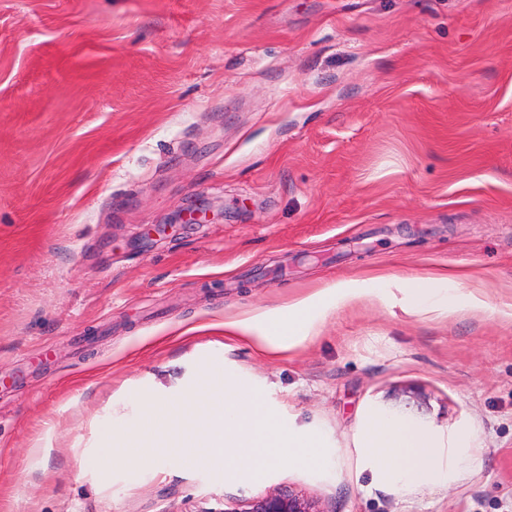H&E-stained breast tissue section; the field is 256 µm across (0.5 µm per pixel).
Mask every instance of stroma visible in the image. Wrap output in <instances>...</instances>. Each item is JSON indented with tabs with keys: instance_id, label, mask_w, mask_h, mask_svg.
<instances>
[{
	"instance_id": "obj_1",
	"label": "stroma",
	"mask_w": 512,
	"mask_h": 512,
	"mask_svg": "<svg viewBox=\"0 0 512 512\" xmlns=\"http://www.w3.org/2000/svg\"><path fill=\"white\" fill-rule=\"evenodd\" d=\"M201 201L203 224H176ZM457 275L434 308L403 288ZM308 339L225 338L338 282ZM320 464L124 446L222 383ZM451 443L392 482L361 427ZM512 512V0H0V512ZM244 507L230 512H321L312 500L281 489L253 498Z\"/></svg>"
}]
</instances>
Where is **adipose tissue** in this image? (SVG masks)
<instances>
[{"label": "adipose tissue", "mask_w": 512, "mask_h": 512, "mask_svg": "<svg viewBox=\"0 0 512 512\" xmlns=\"http://www.w3.org/2000/svg\"><path fill=\"white\" fill-rule=\"evenodd\" d=\"M327 297L323 290L288 307L269 309L260 317L228 320L224 331L264 352L287 351L304 341L313 311ZM193 405L207 411L201 430L182 431L185 408L169 407L149 416L150 430L130 437L129 447L193 448L228 476L245 469L259 471L283 458L305 465L322 459L319 437L284 430L258 397L240 394L233 386H226L220 397L198 394ZM363 437L369 456L393 480H422L441 468L442 456L431 437L399 429L384 417L370 419L363 427Z\"/></svg>", "instance_id": "adipose-tissue-1"}]
</instances>
